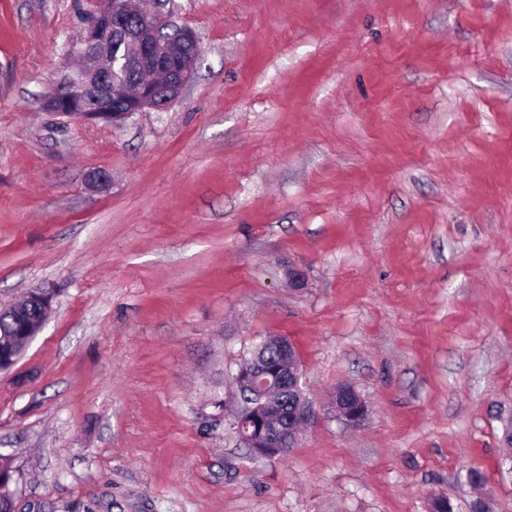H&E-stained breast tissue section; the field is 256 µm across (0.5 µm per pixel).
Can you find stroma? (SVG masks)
<instances>
[{
    "instance_id": "35a3bbf8",
    "label": "stroma",
    "mask_w": 512,
    "mask_h": 512,
    "mask_svg": "<svg viewBox=\"0 0 512 512\" xmlns=\"http://www.w3.org/2000/svg\"><path fill=\"white\" fill-rule=\"evenodd\" d=\"M98 5L0 0V308L52 295L0 371L16 512H512V0H172L195 79L119 126L40 108ZM269 334L314 418L253 461ZM336 398V410L346 424L354 426L363 420L367 408L358 393L352 389L343 388L336 391Z\"/></svg>"
}]
</instances>
